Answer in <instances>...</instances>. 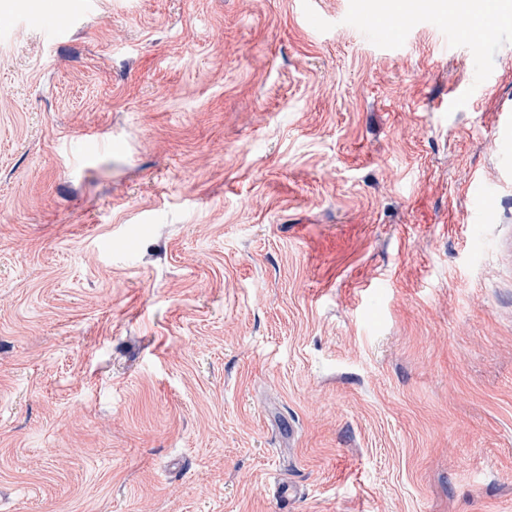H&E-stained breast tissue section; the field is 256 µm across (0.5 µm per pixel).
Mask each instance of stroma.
Wrapping results in <instances>:
<instances>
[{"label": "stroma", "mask_w": 512, "mask_h": 512, "mask_svg": "<svg viewBox=\"0 0 512 512\" xmlns=\"http://www.w3.org/2000/svg\"><path fill=\"white\" fill-rule=\"evenodd\" d=\"M378 15L12 0L0 512H512V22ZM87 8V4H81L78 11L69 17H57L55 12L53 0H39L33 4V9L36 14L40 15L45 21L51 22L54 29V34L60 35L63 32V21L67 18L75 19L78 18L81 13Z\"/></svg>", "instance_id": "35a3bbf8"}]
</instances>
